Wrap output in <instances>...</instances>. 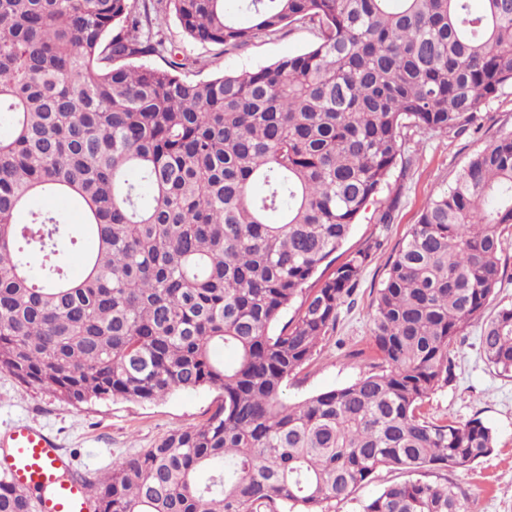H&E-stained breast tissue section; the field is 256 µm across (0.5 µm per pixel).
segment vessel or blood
<instances>
[{
	"instance_id": "obj_1",
	"label": "vessel or blood",
	"mask_w": 512,
	"mask_h": 512,
	"mask_svg": "<svg viewBox=\"0 0 512 512\" xmlns=\"http://www.w3.org/2000/svg\"><path fill=\"white\" fill-rule=\"evenodd\" d=\"M0 470L31 499L35 512H95L90 486L43 428L21 423L0 433Z\"/></svg>"
}]
</instances>
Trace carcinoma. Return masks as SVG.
Here are the masks:
<instances>
[{
    "instance_id": "1",
    "label": "carcinoma",
    "mask_w": 512,
    "mask_h": 512,
    "mask_svg": "<svg viewBox=\"0 0 512 512\" xmlns=\"http://www.w3.org/2000/svg\"><path fill=\"white\" fill-rule=\"evenodd\" d=\"M228 2L169 0L201 44L238 49L294 23L316 40L195 82L174 49L164 68L142 63L164 47L131 0H0V369L72 404L222 392L204 423L115 462L96 512H322L382 468L409 479L359 512H468L413 475L497 444L479 419L421 408L480 319L487 364L512 377V305L483 318L512 228V133L469 158L390 257L378 370L299 404L283 391L381 247L306 287L403 160L404 131L461 130L512 88V0H241L246 24ZM52 198L83 224L39 206ZM0 512H31L1 473Z\"/></svg>"
}]
</instances>
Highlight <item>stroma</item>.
Returning <instances> with one entry per match:
<instances>
[{
	"label": "stroma",
	"mask_w": 512,
	"mask_h": 512,
	"mask_svg": "<svg viewBox=\"0 0 512 512\" xmlns=\"http://www.w3.org/2000/svg\"><path fill=\"white\" fill-rule=\"evenodd\" d=\"M138 12L150 15L167 44L193 60L187 76L206 81L223 69L269 65L306 50L315 40L311 25L296 23L273 36H260L239 49L201 45L185 36L167 0H134ZM512 132V88L487 100L477 121L459 133H409L403 142L406 168H394L381 199H396L390 223H378L377 203L369 204L337 251V259L379 239L381 249L359 284L340 308L336 329L321 342L310 362L285 386V400L297 404L327 390L348 386L365 376L378 354L371 338V303L385 277L387 262L426 202L454 184L470 156L492 139ZM479 324L464 328L453 344L454 369L448 386L434 393L424 411L436 421L480 419L497 436V446L467 468L442 470L432 481L454 485L471 512H512V378L500 376L485 362ZM216 389L175 391L165 399L142 403L94 400L71 405L51 392L30 390L0 370V431L17 423L42 426L68 454L72 468L89 483L111 472L119 457L141 454L171 431L203 423L216 406Z\"/></svg>",
	"instance_id": "35a3bbf8"
}]
</instances>
